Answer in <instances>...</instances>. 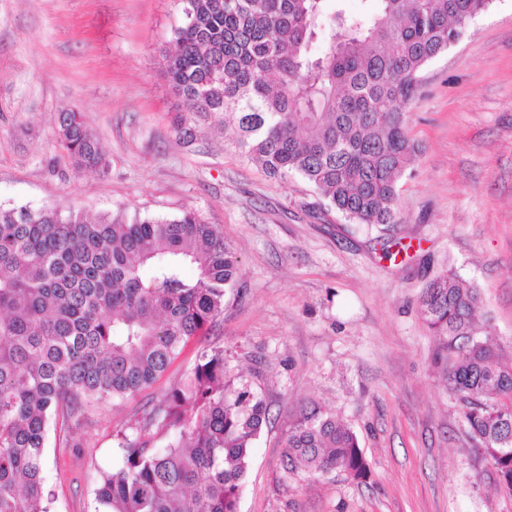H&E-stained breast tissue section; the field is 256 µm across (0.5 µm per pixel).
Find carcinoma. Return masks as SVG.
Masks as SVG:
<instances>
[{
    "instance_id": "carcinoma-1",
    "label": "carcinoma",
    "mask_w": 512,
    "mask_h": 512,
    "mask_svg": "<svg viewBox=\"0 0 512 512\" xmlns=\"http://www.w3.org/2000/svg\"><path fill=\"white\" fill-rule=\"evenodd\" d=\"M322 2L183 0L163 73L187 112L232 118L246 156L269 174L301 177L352 224H396L400 183L420 151L402 105L491 0H378L370 15L335 12L338 38L317 56ZM59 142L78 167L102 168L80 113H60ZM243 288L235 250L193 211L91 221L1 205L0 512H50L51 424H78L93 404L153 385ZM479 304L452 267L419 296L434 363L512 498V362L476 326ZM268 420L265 401L227 376L223 351H202L122 436L124 465L102 475L96 512H238ZM284 445L289 471L367 477L357 434L317 405L288 426Z\"/></svg>"
}]
</instances>
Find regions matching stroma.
Listing matches in <instances>:
<instances>
[{
    "label": "stroma",
    "mask_w": 512,
    "mask_h": 512,
    "mask_svg": "<svg viewBox=\"0 0 512 512\" xmlns=\"http://www.w3.org/2000/svg\"><path fill=\"white\" fill-rule=\"evenodd\" d=\"M181 0H0V205L61 213L196 212L236 250L245 288L165 375L108 401L46 449L52 512H93L123 432L218 348L270 406L239 512H512L465 434L418 296L447 267L512 355V0H491L421 73L407 128L421 152L388 245L325 211L299 177L246 158L233 122L190 119L162 72ZM84 115L106 168H77L58 116ZM357 434L365 480L286 472L283 434L309 403Z\"/></svg>",
    "instance_id": "1"
}]
</instances>
